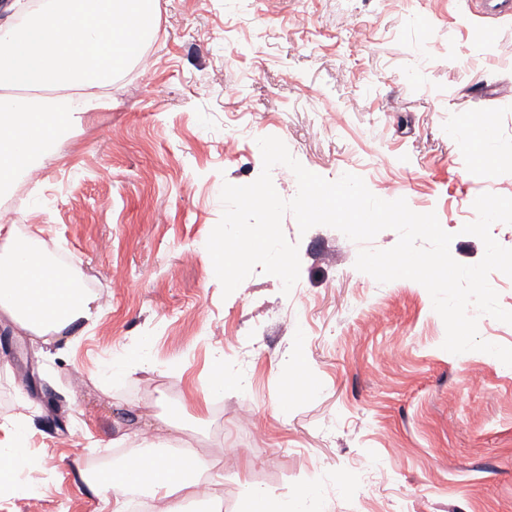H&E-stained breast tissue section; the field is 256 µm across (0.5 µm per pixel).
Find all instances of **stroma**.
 I'll return each instance as SVG.
<instances>
[{"label":"stroma","instance_id":"35a3bbf8","mask_svg":"<svg viewBox=\"0 0 512 512\" xmlns=\"http://www.w3.org/2000/svg\"><path fill=\"white\" fill-rule=\"evenodd\" d=\"M482 4L160 0L111 109L55 143L36 187L0 194L100 306L48 340L0 317V422L28 428L35 458L0 512H97L90 474L145 438L195 448L223 512L247 484L291 500L312 483L311 512H512V367L445 351L421 284L376 282L358 243L290 214V293L257 270L223 296L206 249L223 184L253 182L257 140L275 136L327 180L435 212L452 257L478 263L474 196L512 197V15ZM478 31L493 47L475 59ZM488 112L487 167L466 141ZM219 363L229 384L211 398Z\"/></svg>","mask_w":512,"mask_h":512}]
</instances>
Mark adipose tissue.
<instances>
[{
    "mask_svg": "<svg viewBox=\"0 0 512 512\" xmlns=\"http://www.w3.org/2000/svg\"><path fill=\"white\" fill-rule=\"evenodd\" d=\"M0 192L41 167L53 144L70 136L84 115L108 108L101 94L126 66L138 60L155 34L159 0H29L0 7ZM0 313L36 337L59 335L80 322H95L97 297L71 269L55 264L32 236L0 224ZM145 445L120 467L95 476L91 485L112 512H128V496L139 490L156 512H182L186 497L202 496L205 462L194 449L178 453ZM25 428L0 424V485L13 484L28 469ZM315 486L293 503L245 486L241 512H307Z\"/></svg>",
    "mask_w": 512,
    "mask_h": 512,
    "instance_id": "1",
    "label": "adipose tissue"
}]
</instances>
